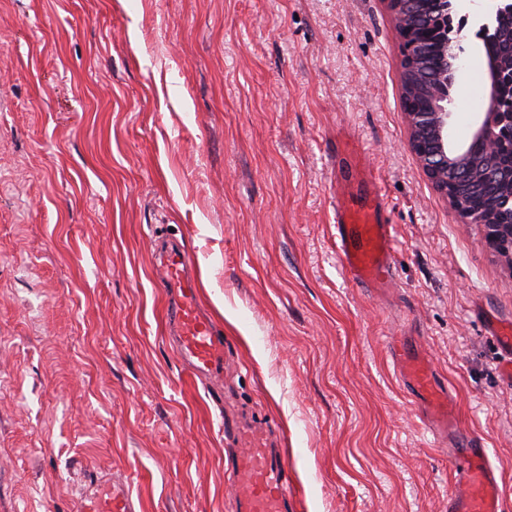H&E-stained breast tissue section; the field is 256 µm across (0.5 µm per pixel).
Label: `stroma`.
Wrapping results in <instances>:
<instances>
[{"mask_svg": "<svg viewBox=\"0 0 512 512\" xmlns=\"http://www.w3.org/2000/svg\"><path fill=\"white\" fill-rule=\"evenodd\" d=\"M383 0H0V512H231L222 407L280 437L297 512H448L455 469L386 351L406 336L512 500V382L489 317L512 263L413 155ZM451 141L486 108L482 50ZM394 226L393 286L352 287L332 199L356 163ZM195 255L230 393L165 339L151 240ZM77 512H137L129 488L112 480L97 484L92 494L85 495Z\"/></svg>", "mask_w": 512, "mask_h": 512, "instance_id": "obj_1", "label": "stroma"}]
</instances>
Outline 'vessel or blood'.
Returning <instances> with one entry per match:
<instances>
[{
    "label": "vessel or blood",
    "mask_w": 512,
    "mask_h": 512,
    "mask_svg": "<svg viewBox=\"0 0 512 512\" xmlns=\"http://www.w3.org/2000/svg\"><path fill=\"white\" fill-rule=\"evenodd\" d=\"M350 187L336 193V254L351 284L381 294L393 282V226L382 193L370 203L350 204ZM155 285L172 300L167 315L172 342L180 361L197 376L218 379L224 374L229 346L215 321L200 309L199 288L190 269L195 258L177 238L156 236ZM391 355L409 393L429 409V423L453 440L457 480L448 494V512H507L489 461L477 438L463 433L456 403L441 383L419 346L402 337L388 340ZM224 437L233 448L227 478L234 490V512H293L288 463L270 446L266 424L225 416ZM77 512H137L129 488L122 482H103L85 495Z\"/></svg>",
    "instance_id": "b4317fda"
}]
</instances>
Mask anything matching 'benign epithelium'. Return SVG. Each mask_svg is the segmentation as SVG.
<instances>
[{"mask_svg": "<svg viewBox=\"0 0 512 512\" xmlns=\"http://www.w3.org/2000/svg\"><path fill=\"white\" fill-rule=\"evenodd\" d=\"M465 2L467 0H430L429 9L446 18L448 10L461 11ZM511 14L512 0H490V4L472 13V22L486 29L494 19ZM422 62V49L415 44L408 45L402 63L406 78L402 110L410 129L411 151L435 190L456 210L461 223L483 226L488 247L512 263V224H496L490 215L472 213L463 204V191L473 172L466 147L448 138L452 117L447 106L448 88L454 79V70L443 72L439 89L432 91L428 111L413 109L414 79ZM511 70L512 65L494 61L488 66L487 108L470 140L481 144L489 155L497 154L503 146L512 143V100H502L496 92L498 80Z\"/></svg>", "mask_w": 512, "mask_h": 512, "instance_id": "7a95c632", "label": "benign epithelium"}]
</instances>
